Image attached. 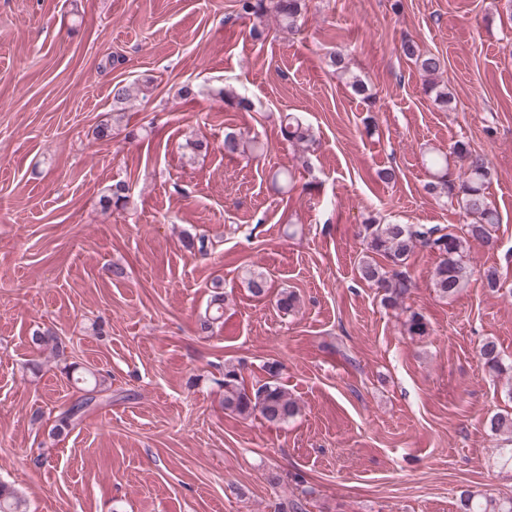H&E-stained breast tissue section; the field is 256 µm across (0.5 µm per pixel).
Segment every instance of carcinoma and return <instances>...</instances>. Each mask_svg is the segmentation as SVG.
Wrapping results in <instances>:
<instances>
[{
  "instance_id": "cac0c4a2",
  "label": "carcinoma",
  "mask_w": 512,
  "mask_h": 512,
  "mask_svg": "<svg viewBox=\"0 0 512 512\" xmlns=\"http://www.w3.org/2000/svg\"><path fill=\"white\" fill-rule=\"evenodd\" d=\"M237 3L239 14L253 21L252 30L257 35L268 13H273L283 28L292 30L297 27L305 8V0H237ZM402 50L406 56L415 59L419 70L429 78L437 75L444 66L440 56L420 51L410 40L402 44ZM140 92L141 86L136 83L113 88L115 121L122 120L124 105L136 99ZM212 95L227 106L240 110L251 108L247 99L231 89L222 87L212 91ZM284 121L281 132L285 137L300 143L310 140L308 129L298 118L287 115ZM262 149L264 146L255 137L245 139L242 134L233 131L224 134L226 156L244 155ZM454 152L460 161L458 180L448 179V173L442 169V158L435 157L432 159V165L437 167L435 181L427 183L424 189L430 194H443L448 201L457 203L463 216L460 232L425 224H365L360 231L363 253L358 265L360 278L375 286L382 295V302L389 307L402 306L413 288L406 266L417 248H428L439 255L440 261L432 277L433 286L441 295L449 296L465 287L473 275V268L466 261L469 244L476 242L489 246L493 243L492 228L500 219L487 198L490 172L486 159L463 142L454 145ZM106 200L115 210L125 209L129 203L127 186L120 182L112 185L111 195ZM210 308L213 313L206 315L201 323L204 330L223 317V294L213 295ZM407 331L413 337L426 336L429 325L421 314L413 312L407 321ZM32 343L39 349L49 347L55 351L62 346L57 331L51 326L35 330ZM480 357L484 367L499 376L512 371V366L504 364L501 351L494 341H487L481 346ZM267 374L265 382L249 388L235 368H224V409L245 419L258 416L276 425L295 417L300 407L278 381V365L273 363L267 366ZM80 381L84 384L81 388L83 395L60 412L58 424L52 427L49 437L58 438L78 426L85 413L104 400V393L108 391L104 376L89 370ZM488 427L495 435L511 436L509 442L512 443V415L495 414L489 419ZM458 509L459 512H512V498L501 501L465 489L459 494ZM0 512H26L24 500L1 483Z\"/></svg>"
}]
</instances>
